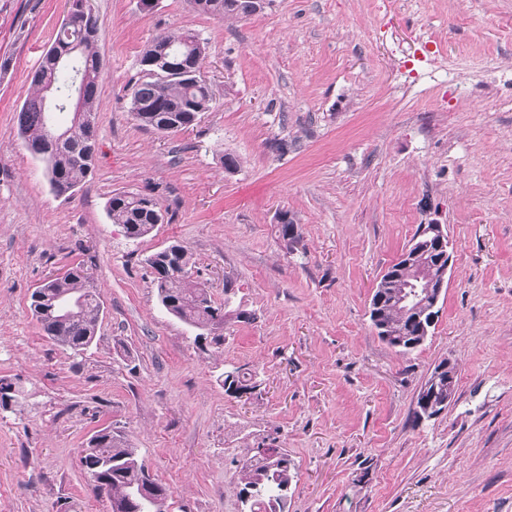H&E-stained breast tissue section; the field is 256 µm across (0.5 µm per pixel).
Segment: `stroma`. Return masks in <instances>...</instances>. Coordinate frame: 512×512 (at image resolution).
<instances>
[{"label": "stroma", "instance_id": "obj_1", "mask_svg": "<svg viewBox=\"0 0 512 512\" xmlns=\"http://www.w3.org/2000/svg\"><path fill=\"white\" fill-rule=\"evenodd\" d=\"M90 5L94 165L59 197L17 114L66 0H0V378L23 393L0 411V512H110L80 451L112 424L169 487L168 512H245L239 464L261 442L296 465L288 512H512V0H269L224 20L192 0ZM184 29L206 44L213 101L160 135L130 87L145 46ZM119 191L165 222L127 239L106 210ZM421 224L454 254L431 336L403 354L368 309ZM173 243L216 302L251 315L226 316L221 348L158 300L146 259ZM78 262L103 314L74 357L29 302ZM444 360L454 395L417 415ZM230 367L257 374L250 399L225 395Z\"/></svg>", "mask_w": 512, "mask_h": 512}]
</instances>
